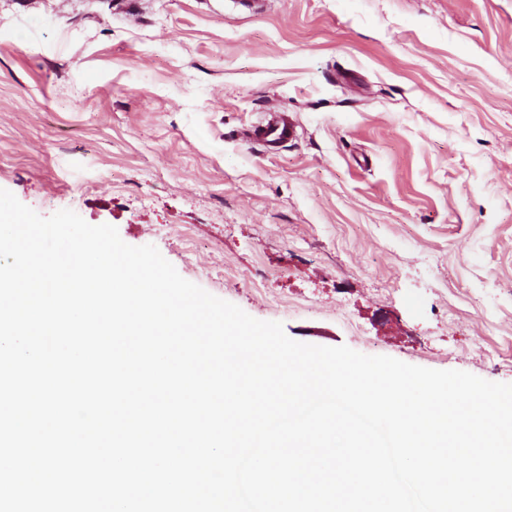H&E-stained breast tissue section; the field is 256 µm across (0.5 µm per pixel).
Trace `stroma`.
I'll return each mask as SVG.
<instances>
[{
    "instance_id": "obj_1",
    "label": "stroma",
    "mask_w": 512,
    "mask_h": 512,
    "mask_svg": "<svg viewBox=\"0 0 512 512\" xmlns=\"http://www.w3.org/2000/svg\"><path fill=\"white\" fill-rule=\"evenodd\" d=\"M272 104L298 137L252 146ZM0 189L293 340L512 383V0H0Z\"/></svg>"
}]
</instances>
